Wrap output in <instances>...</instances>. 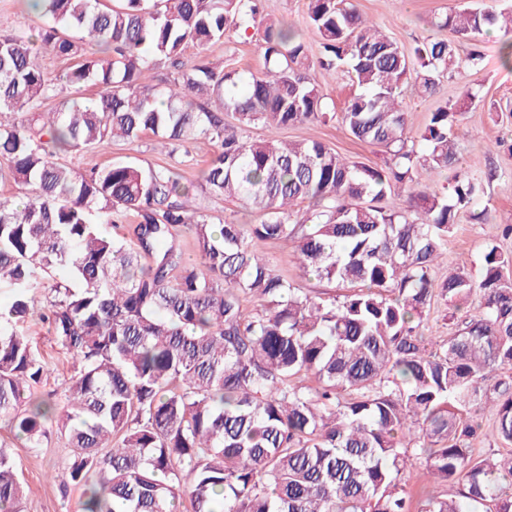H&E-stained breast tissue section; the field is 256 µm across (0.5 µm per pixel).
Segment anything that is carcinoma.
<instances>
[{
  "mask_svg": "<svg viewBox=\"0 0 512 512\" xmlns=\"http://www.w3.org/2000/svg\"><path fill=\"white\" fill-rule=\"evenodd\" d=\"M44 48L73 59L61 77L81 93L47 113L55 83L23 36L0 38V180L28 188L0 199V283L11 301L0 318V424L38 449L49 426L72 448L63 477L81 489L80 512H409V454L460 500L427 495L420 512H512V256L491 247L480 277L455 268L440 283L435 262L484 181L459 172L447 194L418 188L459 160L462 112L430 113L419 140L405 136L403 86L415 72L426 93L460 63L456 45L429 39L401 47L351 0H308L321 39L320 66L346 69L359 88L338 114L308 74L294 28L262 32L264 71L248 77L183 59L190 44L220 42L256 22L248 0H41ZM470 42L512 31L491 6L451 11L436 23ZM99 48L89 53L86 46ZM181 81L158 86V65ZM216 97L224 111L194 102ZM230 113L233 121L224 120ZM340 117L358 141L389 149L385 167L351 164L318 141L255 140ZM150 132L166 144L204 137L217 151L205 190L244 201L257 224L192 216L173 166L99 165L78 175L62 152L86 154L115 137ZM309 202L300 215L292 209ZM132 214L129 241L99 227ZM191 232L198 258L185 259ZM296 244L305 275L341 293L319 300L276 274L249 241ZM48 285L40 317L73 360L63 406L34 397L44 365L15 323ZM478 297L446 340L423 336L435 292ZM260 309L248 313L241 296ZM314 377L318 385L304 386ZM488 411L508 447L474 454L477 413ZM112 448L103 450L108 442ZM12 455L0 448V512H23Z\"/></svg>",
  "mask_w": 512,
  "mask_h": 512,
  "instance_id": "cac0c4a2",
  "label": "carcinoma"
}]
</instances>
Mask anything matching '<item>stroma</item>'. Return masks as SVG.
<instances>
[{
  "label": "stroma",
  "mask_w": 512,
  "mask_h": 512,
  "mask_svg": "<svg viewBox=\"0 0 512 512\" xmlns=\"http://www.w3.org/2000/svg\"><path fill=\"white\" fill-rule=\"evenodd\" d=\"M360 13L381 26L404 48L439 36L436 26L448 11L466 4L485 5L489 0H354ZM308 0H261V24L238 32L223 42L203 47L188 46L185 58L207 64L218 70L260 71L263 65L261 34L264 24L290 22L302 32L312 62L310 75L318 84L330 111L341 112L345 102L356 93L346 73L327 77L318 66L321 38L306 23ZM43 21L39 12L25 9L22 0H0V37L37 35ZM505 39L495 30L479 37L484 54L481 69L460 67L452 77L442 79L434 94L424 93L417 84H409L404 106L408 113L406 135L417 139L430 112L446 102L464 107L459 128L461 154L456 167L430 175L429 180L440 192H449L456 172H480L496 167L499 176L484 185L480 200L479 220L460 219L447 244V264L435 270L436 279H443L450 267H461L479 273L483 256L490 246L512 254V236L502 234L505 225H512V63L504 64L500 47ZM476 89L480 97L467 102V89ZM278 137L284 141H319L338 154L356 163L380 166L389 161L384 148L354 139L341 124L309 122L286 127ZM216 151L215 144L200 138L171 150L154 135L145 133L136 141L113 140L97 146L94 154L99 163L135 162L143 166L177 167L181 181L189 186L198 211L211 216L213 222H256L255 213L239 200L225 201L211 196L201 184L200 173ZM254 252L269 259L282 277L300 284L312 295L331 292L324 282L308 279L299 267L293 244L283 241L252 240ZM19 331L30 340L35 352L47 366L38 386L41 396L59 401L71 374V359L62 353L48 324L39 315L19 323ZM12 454L18 474L25 487L24 512H78L79 492L63 488L59 475L71 453L57 437H50L36 452L16 446Z\"/></svg>",
  "instance_id": "stroma-1"
}]
</instances>
